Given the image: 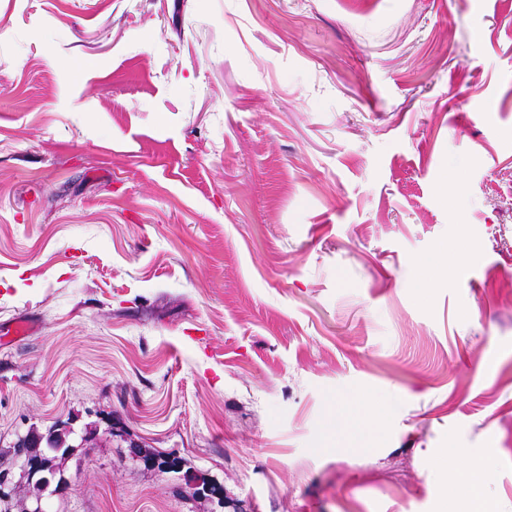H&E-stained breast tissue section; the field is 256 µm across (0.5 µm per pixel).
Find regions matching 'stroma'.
Listing matches in <instances>:
<instances>
[{
  "label": "stroma",
  "instance_id": "35a3bbf8",
  "mask_svg": "<svg viewBox=\"0 0 512 512\" xmlns=\"http://www.w3.org/2000/svg\"><path fill=\"white\" fill-rule=\"evenodd\" d=\"M24 318L0 470L68 432L52 512H440L489 451L512 512V0H0ZM365 402L372 407L376 406L371 400ZM379 408L378 406L371 411L367 410L357 390L336 396L333 415V419H336V446L347 450L355 449L361 447L365 437L374 438L375 433L370 422L377 417Z\"/></svg>",
  "mask_w": 512,
  "mask_h": 512
}]
</instances>
